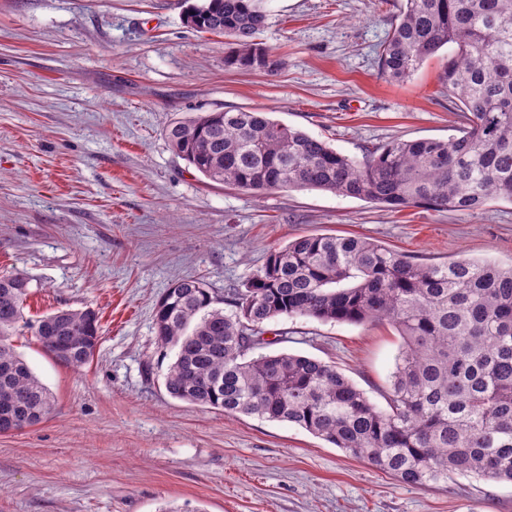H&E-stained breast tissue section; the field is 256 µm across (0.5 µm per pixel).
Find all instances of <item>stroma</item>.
Wrapping results in <instances>:
<instances>
[{
    "instance_id": "35a3bbf8",
    "label": "stroma",
    "mask_w": 512,
    "mask_h": 512,
    "mask_svg": "<svg viewBox=\"0 0 512 512\" xmlns=\"http://www.w3.org/2000/svg\"><path fill=\"white\" fill-rule=\"evenodd\" d=\"M200 2L0 0V274L28 278L25 319L90 308L100 325L78 370L13 336L55 402L40 424L0 433V512H512L510 482L406 485L295 424L167 393L153 317L176 280L226 299L306 234L355 233L423 263L512 264L507 201L395 212L314 189L257 196L189 165L167 126L217 110L264 109L358 160L460 124L446 51L401 83L379 73L402 0H264L273 72L226 67L223 37L185 22ZM265 330L260 353L332 363L385 406L393 326L301 317Z\"/></svg>"
}]
</instances>
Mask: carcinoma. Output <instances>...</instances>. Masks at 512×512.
<instances>
[{
  "label": "carcinoma",
  "mask_w": 512,
  "mask_h": 512,
  "mask_svg": "<svg viewBox=\"0 0 512 512\" xmlns=\"http://www.w3.org/2000/svg\"><path fill=\"white\" fill-rule=\"evenodd\" d=\"M198 31L231 41L238 69L276 70L257 42L263 0H205ZM448 44L442 73L462 123L448 139L394 141L359 161L261 109L208 112L166 130L170 147L206 179L263 194L315 189L392 210L474 212L512 203V0H404L378 58L403 82ZM28 281L0 275V425L40 423L53 396L10 342L23 327L58 363L78 369L97 345L90 308L23 316ZM224 314L200 279L159 298L160 348L176 350L167 392L202 408L293 423L407 485L448 474L512 483V264H421L356 235H306L270 251ZM280 317L394 325L403 343L383 409L336 366L280 352L248 357Z\"/></svg>",
  "instance_id": "obj_1"
}]
</instances>
